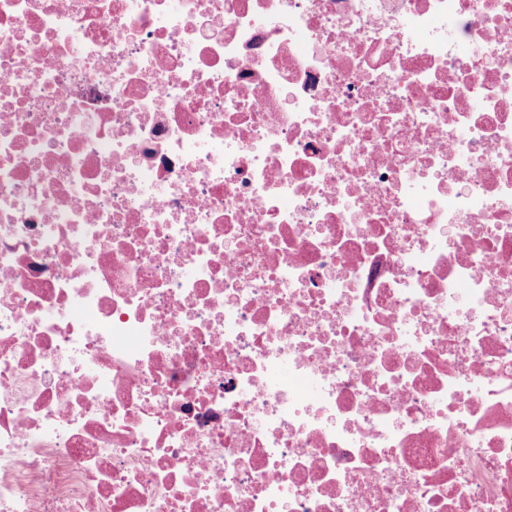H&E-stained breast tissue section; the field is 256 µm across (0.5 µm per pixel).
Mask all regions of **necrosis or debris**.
I'll list each match as a JSON object with an SVG mask.
<instances>
[{
	"instance_id": "1",
	"label": "necrosis or debris",
	"mask_w": 512,
	"mask_h": 512,
	"mask_svg": "<svg viewBox=\"0 0 512 512\" xmlns=\"http://www.w3.org/2000/svg\"><path fill=\"white\" fill-rule=\"evenodd\" d=\"M0 512H512V0H0Z\"/></svg>"
}]
</instances>
